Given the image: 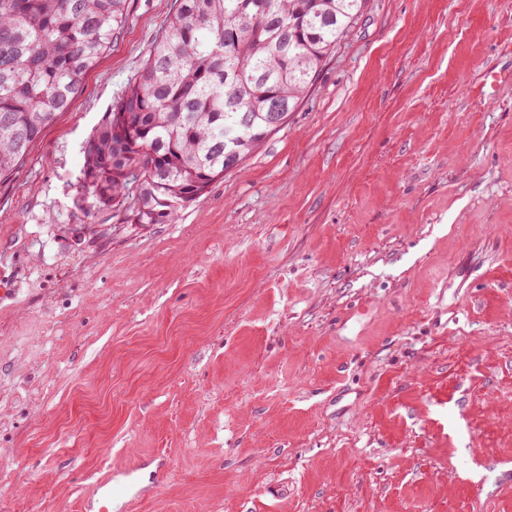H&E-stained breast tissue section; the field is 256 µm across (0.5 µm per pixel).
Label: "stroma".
<instances>
[{
    "mask_svg": "<svg viewBox=\"0 0 512 512\" xmlns=\"http://www.w3.org/2000/svg\"><path fill=\"white\" fill-rule=\"evenodd\" d=\"M173 0L0 177V512H512V0H368L167 224L84 148Z\"/></svg>",
    "mask_w": 512,
    "mask_h": 512,
    "instance_id": "stroma-1",
    "label": "stroma"
}]
</instances>
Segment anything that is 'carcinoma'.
<instances>
[{"instance_id": "carcinoma-1", "label": "carcinoma", "mask_w": 512, "mask_h": 512, "mask_svg": "<svg viewBox=\"0 0 512 512\" xmlns=\"http://www.w3.org/2000/svg\"><path fill=\"white\" fill-rule=\"evenodd\" d=\"M127 0H0V176L83 91ZM367 0H174L124 94L84 150L82 202L162 224L245 161L299 106ZM153 156V167L144 164Z\"/></svg>"}]
</instances>
